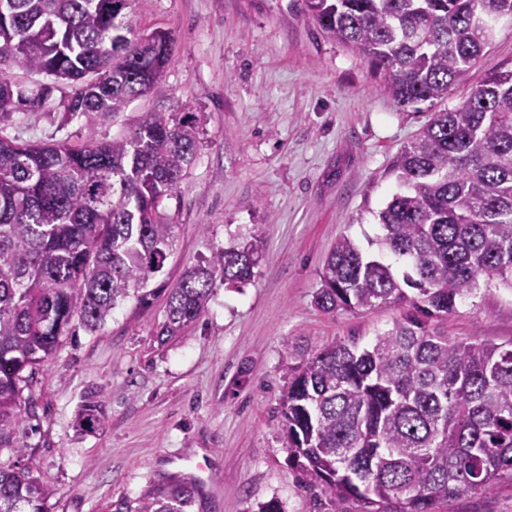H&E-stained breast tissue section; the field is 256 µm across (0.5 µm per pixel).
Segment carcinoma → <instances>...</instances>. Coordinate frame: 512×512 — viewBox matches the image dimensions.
I'll list each match as a JSON object with an SVG mask.
<instances>
[{
    "label": "carcinoma",
    "mask_w": 512,
    "mask_h": 512,
    "mask_svg": "<svg viewBox=\"0 0 512 512\" xmlns=\"http://www.w3.org/2000/svg\"><path fill=\"white\" fill-rule=\"evenodd\" d=\"M134 0H0V117L50 107L86 119L77 145L0 135V437L21 418L20 383L74 321L94 331L129 298L144 305L173 242L160 211L199 144V118L146 112L133 130L96 136L159 87L175 54L166 30H134ZM324 34L361 56L403 107L435 104L482 56L512 0H307ZM401 187L363 251L344 236L326 258L315 305L333 314L402 307L366 347L337 340L287 365L279 397L286 448L303 481L366 512H436L460 494L512 481V342L448 341L432 320L481 284L512 289V70L494 69L460 106L440 109L389 168ZM257 245L187 269L156 332L168 342L201 317L216 278L250 280ZM105 420L94 397L79 426ZM52 489L0 468V512H48ZM110 512H205L183 474L150 480Z\"/></svg>",
    "instance_id": "obj_1"
}]
</instances>
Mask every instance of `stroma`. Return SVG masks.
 <instances>
[{"label":"stroma","mask_w":512,"mask_h":512,"mask_svg":"<svg viewBox=\"0 0 512 512\" xmlns=\"http://www.w3.org/2000/svg\"><path fill=\"white\" fill-rule=\"evenodd\" d=\"M139 31H170L176 53L156 91L123 122H100L111 139L145 112L201 118L195 159L162 208L172 251L149 282L148 305L128 300L104 326L76 327L23 394L34 411L0 439V467L54 491L52 512H107L112 498L202 465L210 512H331L328 493L305 485L288 457L277 411L286 366L336 340L370 343L400 318L383 307L329 315L314 304L337 239L381 233L377 215L399 187L388 168L433 111L402 107L366 62L329 40L305 0H136ZM512 67V21L450 87L455 108L487 72ZM0 118V134L27 143H75L86 121L60 109ZM249 241L262 256L250 281L216 283L205 312L167 343L156 331L169 288L190 266ZM449 340L512 341V291L494 284L433 320ZM106 420L77 426L87 393ZM438 512H512V484L449 498Z\"/></svg>","instance_id":"1"}]
</instances>
